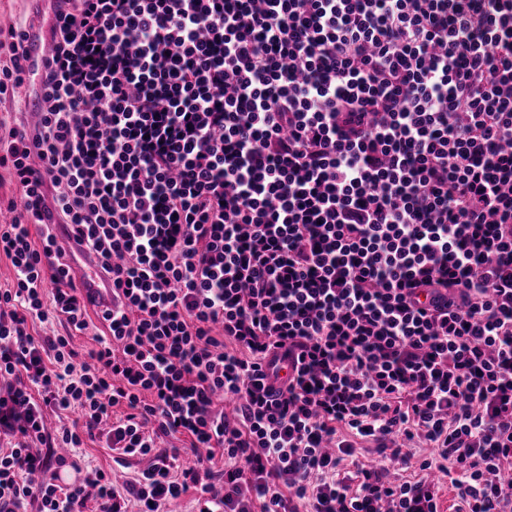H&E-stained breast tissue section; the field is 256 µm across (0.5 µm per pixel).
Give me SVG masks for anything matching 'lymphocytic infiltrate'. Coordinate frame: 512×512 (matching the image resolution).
<instances>
[{
  "mask_svg": "<svg viewBox=\"0 0 512 512\" xmlns=\"http://www.w3.org/2000/svg\"><path fill=\"white\" fill-rule=\"evenodd\" d=\"M56 4L39 120H0V512H512V0ZM100 435L152 465L59 483ZM77 288L88 305L105 308L112 305L110 279L99 271L86 255H79L73 264Z\"/></svg>",
  "mask_w": 512,
  "mask_h": 512,
  "instance_id": "lymphocytic-infiltrate-1",
  "label": "lymphocytic infiltrate"
}]
</instances>
